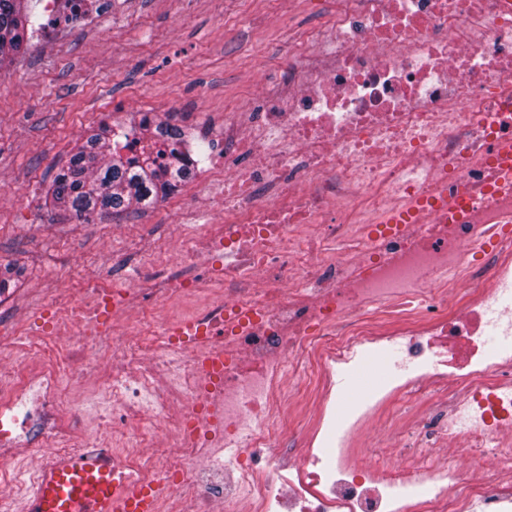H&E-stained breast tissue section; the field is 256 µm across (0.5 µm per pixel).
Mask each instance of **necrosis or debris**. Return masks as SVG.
<instances>
[{
    "label": "necrosis or debris",
    "mask_w": 512,
    "mask_h": 512,
    "mask_svg": "<svg viewBox=\"0 0 512 512\" xmlns=\"http://www.w3.org/2000/svg\"><path fill=\"white\" fill-rule=\"evenodd\" d=\"M41 4L77 28L112 0ZM331 29L255 118L225 117L224 157L197 176L208 210L170 202L195 277L160 243L133 275L46 289L50 335L0 313L30 353L0 345V512L87 453L158 512H512V186L494 181L512 0H336ZM393 348L392 374L340 401L336 373ZM297 368L312 426L286 464ZM426 386L454 394L424 427L434 450L353 463L351 435ZM88 396L106 406L92 430Z\"/></svg>",
    "instance_id": "1"
}]
</instances>
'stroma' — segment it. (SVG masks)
Here are the masks:
<instances>
[{
    "label": "stroma",
    "mask_w": 512,
    "mask_h": 512,
    "mask_svg": "<svg viewBox=\"0 0 512 512\" xmlns=\"http://www.w3.org/2000/svg\"><path fill=\"white\" fill-rule=\"evenodd\" d=\"M332 0H120L112 17L82 28L58 27L33 38L25 54L0 71V263L22 274L1 295L27 316L31 332L51 331L41 290L64 287L63 275L131 272L152 238L179 240L183 230L165 201L145 213L80 224L54 209L52 180L86 131L101 123L128 132L144 112L176 119L193 156L206 161L221 143L224 115L256 111L268 72L288 70V48L312 29H328ZM399 351L373 366L339 372L347 400L382 383ZM437 398H395L353 435L358 453L420 447V427Z\"/></svg>",
    "instance_id": "1"
}]
</instances>
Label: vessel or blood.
I'll return each instance as SVG.
<instances>
[{"instance_id":"1","label":"vessel or blood","mask_w":512,"mask_h":512,"mask_svg":"<svg viewBox=\"0 0 512 512\" xmlns=\"http://www.w3.org/2000/svg\"><path fill=\"white\" fill-rule=\"evenodd\" d=\"M495 153L498 184L512 183V140H501ZM25 512H156V495L147 489L119 494L111 465L97 457L63 459L43 475Z\"/></svg>"}]
</instances>
